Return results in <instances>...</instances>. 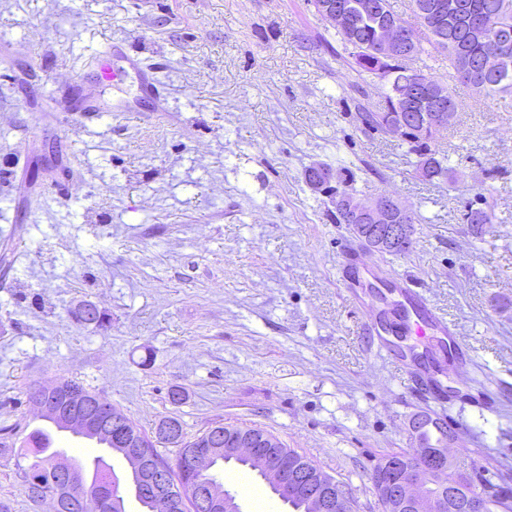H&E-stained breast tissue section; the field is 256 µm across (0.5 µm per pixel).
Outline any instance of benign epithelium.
I'll return each mask as SVG.
<instances>
[{"label": "benign epithelium", "instance_id": "obj_1", "mask_svg": "<svg viewBox=\"0 0 512 512\" xmlns=\"http://www.w3.org/2000/svg\"><path fill=\"white\" fill-rule=\"evenodd\" d=\"M317 11L321 19L333 29L346 30L350 26V15L345 6L335 0H317ZM414 41L410 29L402 22L387 23L381 41L373 50V75L391 86V102L381 101L379 111L388 112L383 123L384 131L397 136L409 126H418L422 134L441 130L455 118V108L448 100L432 89L428 81H396L393 65L405 57ZM309 188L323 193L329 173L318 164L309 167L306 173ZM346 218L352 222V231L362 249L373 253L402 254L411 248L414 240L413 225L410 224L411 209L390 195H379L371 200L356 197L339 199ZM56 399H38L34 406L43 415L61 417L81 432L101 435L114 430V442L125 449V459L131 470V482L122 487L114 480L118 499L113 506L125 512L124 493L133 496L145 495L154 502L155 512H167L171 507L168 497L169 474L149 466L144 444L137 438L133 425L120 412L99 396L90 395L74 387L55 389ZM224 431L207 432L204 439L194 447L193 469L196 479L187 486L188 495L198 504L224 510L240 512L235 497L222 487L203 479L213 468V462L225 454L230 457L249 459L257 469L266 472L287 496L303 498L314 512H331L336 508L332 495L336 481L315 463L300 466L288 456L275 449L271 438L255 440L249 436L233 437V444L226 448H214ZM185 437L182 431L170 426L157 432L152 439L153 447H180ZM458 443V434L448 433V446L438 448L417 447L409 452L414 467L404 465L405 458L395 455L385 458L372 483L375 496L383 512L408 508L411 512H446L448 501L459 496L461 487L447 481L450 467L449 449ZM486 494L477 489L465 491L464 507L467 512H485Z\"/></svg>", "mask_w": 512, "mask_h": 512}]
</instances>
